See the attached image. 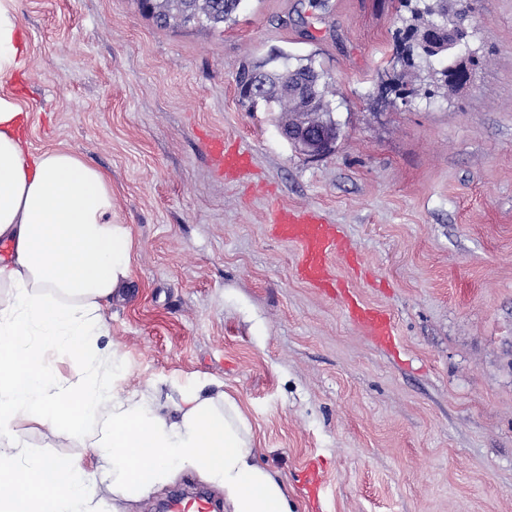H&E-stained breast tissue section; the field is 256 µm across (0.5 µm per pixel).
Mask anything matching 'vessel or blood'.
Here are the masks:
<instances>
[{"mask_svg":"<svg viewBox=\"0 0 512 512\" xmlns=\"http://www.w3.org/2000/svg\"><path fill=\"white\" fill-rule=\"evenodd\" d=\"M208 151L218 171L227 178L243 180L251 174V156L241 148L228 147L223 140L214 139L209 142ZM269 222L276 238L297 247V265L303 278L318 288L332 287L335 279L329 268L330 258L349 254L336 225L315 211L282 206L272 208ZM347 312L366 335L393 338L394 324L384 311L354 298Z\"/></svg>","mask_w":512,"mask_h":512,"instance_id":"b4317fda","label":"vessel or blood"}]
</instances>
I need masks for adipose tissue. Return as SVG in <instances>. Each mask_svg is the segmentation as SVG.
<instances>
[{
	"instance_id": "1",
	"label": "adipose tissue",
	"mask_w": 512,
	"mask_h": 512,
	"mask_svg": "<svg viewBox=\"0 0 512 512\" xmlns=\"http://www.w3.org/2000/svg\"><path fill=\"white\" fill-rule=\"evenodd\" d=\"M28 42L17 0H0V512H133L181 472L220 490L229 512H291L286 483L259 465L251 424L223 383L165 378L128 388L107 311L132 274L134 239L112 217L108 175L66 150L31 152L29 114L6 92ZM82 363L62 376L53 359ZM79 440L76 457L32 455L31 432Z\"/></svg>"
}]
</instances>
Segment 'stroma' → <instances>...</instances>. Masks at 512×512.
<instances>
[{
  "label": "stroma",
  "mask_w": 512,
  "mask_h": 512,
  "mask_svg": "<svg viewBox=\"0 0 512 512\" xmlns=\"http://www.w3.org/2000/svg\"><path fill=\"white\" fill-rule=\"evenodd\" d=\"M468 88L394 90L397 0H243L219 30L161 28L136 0H18L29 51L9 92L31 150L107 171L134 276L109 336L128 383L223 382L293 512H512V0H468ZM314 57L335 88L333 153L250 106L243 66ZM249 151L224 180L207 142ZM319 210L337 260L393 319L384 347L296 273L270 201Z\"/></svg>",
  "instance_id": "1"
}]
</instances>
